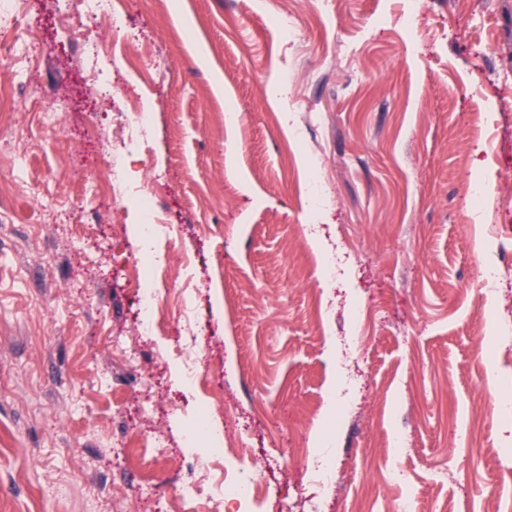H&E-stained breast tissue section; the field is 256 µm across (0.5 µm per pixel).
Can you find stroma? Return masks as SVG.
<instances>
[{"instance_id":"stroma-1","label":"stroma","mask_w":512,"mask_h":512,"mask_svg":"<svg viewBox=\"0 0 512 512\" xmlns=\"http://www.w3.org/2000/svg\"><path fill=\"white\" fill-rule=\"evenodd\" d=\"M56 4L21 0L4 26L16 48L0 65L13 95L0 113V512H113L147 479L140 512H177L176 452L205 404L172 341L184 309L224 403L213 425L268 464L261 512H403L409 498L415 512H512V458L489 454L512 440V414L494 406L512 392V0H420L410 28L405 0H183L180 22L168 0H115L116 39L151 63L139 77L98 65L153 112L128 180L154 184L173 227L159 247L191 257L157 291L155 336L137 334L129 284L141 217L85 194L119 122L67 86L81 62ZM50 84L63 95L44 96ZM306 163L321 174L314 208ZM479 169L492 180L477 205ZM312 225L345 256L334 281L319 279ZM489 264L500 285L485 297L475 269ZM345 336L356 359L330 416L328 341ZM317 429L336 462L324 487L302 470ZM157 430L168 456L150 446ZM395 431L409 440L400 458Z\"/></svg>"}]
</instances>
